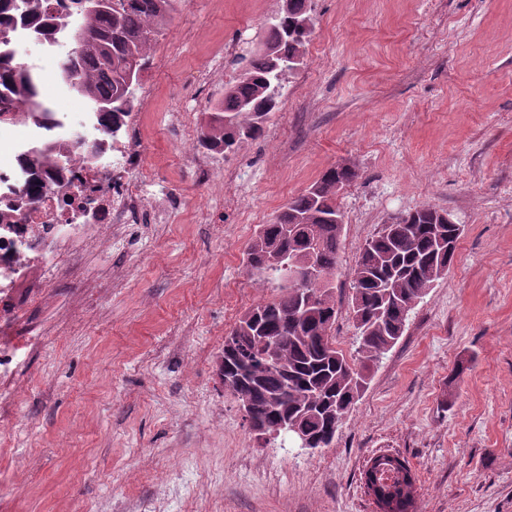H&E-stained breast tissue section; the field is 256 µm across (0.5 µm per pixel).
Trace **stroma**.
<instances>
[{
  "label": "stroma",
  "mask_w": 512,
  "mask_h": 512,
  "mask_svg": "<svg viewBox=\"0 0 512 512\" xmlns=\"http://www.w3.org/2000/svg\"><path fill=\"white\" fill-rule=\"evenodd\" d=\"M279 8L180 0L157 36L178 50L142 75L153 103L138 123L141 206L166 193L173 214L73 248L53 278L31 271L34 302L18 289L1 362L24 391L0 408V512H129L157 498L170 512H375L362 471L382 452L411 467L415 512H512V0H313L304 64L264 136L204 151L208 110L238 74L212 59L231 41L256 50ZM40 77L56 112L88 111L59 60L42 58ZM337 165L357 173L338 198L346 354L364 243L428 205L463 233L332 447L310 453L255 435L217 362L240 316L280 294L244 263L257 226Z\"/></svg>",
  "instance_id": "1"
}]
</instances>
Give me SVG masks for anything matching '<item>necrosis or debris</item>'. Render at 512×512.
I'll use <instances>...</instances> for the list:
<instances>
[{"instance_id": "4bbe7bcc", "label": "necrosis or debris", "mask_w": 512, "mask_h": 512, "mask_svg": "<svg viewBox=\"0 0 512 512\" xmlns=\"http://www.w3.org/2000/svg\"><path fill=\"white\" fill-rule=\"evenodd\" d=\"M11 48L28 68H36L26 45L34 43L43 55L68 51L69 31L57 29L40 36L23 26L9 31ZM77 133L85 148L65 152L59 165L45 167L42 179L47 189L38 202L26 203L31 162L37 143L46 130L30 127L23 139L5 141L7 154L0 163V321L15 313V291L30 269L49 275L62 266L66 253L54 251L59 241L76 243L111 241L116 225L136 221L142 171L137 137H105L95 113H85ZM100 146V154H90V146Z\"/></svg>"}]
</instances>
